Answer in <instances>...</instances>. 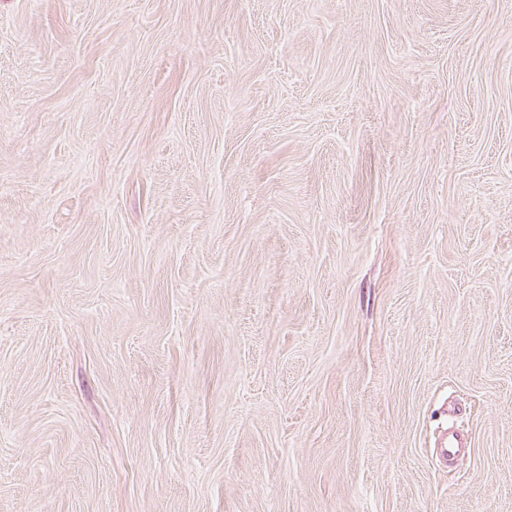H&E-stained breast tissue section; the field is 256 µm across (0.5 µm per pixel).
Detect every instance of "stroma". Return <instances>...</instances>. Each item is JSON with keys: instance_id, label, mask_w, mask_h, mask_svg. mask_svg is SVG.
<instances>
[{"instance_id": "obj_1", "label": "stroma", "mask_w": 512, "mask_h": 512, "mask_svg": "<svg viewBox=\"0 0 512 512\" xmlns=\"http://www.w3.org/2000/svg\"><path fill=\"white\" fill-rule=\"evenodd\" d=\"M0 512H512V0H0Z\"/></svg>"}]
</instances>
